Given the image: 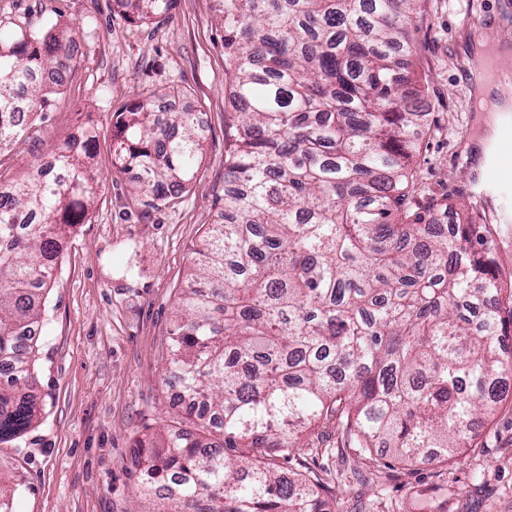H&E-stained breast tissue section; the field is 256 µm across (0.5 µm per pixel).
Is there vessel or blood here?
<instances>
[{
	"instance_id": "b4317fda",
	"label": "vessel or blood",
	"mask_w": 512,
	"mask_h": 512,
	"mask_svg": "<svg viewBox=\"0 0 512 512\" xmlns=\"http://www.w3.org/2000/svg\"><path fill=\"white\" fill-rule=\"evenodd\" d=\"M480 33L487 42L486 75L492 83H501L502 71H512V57L507 54L512 41L485 27ZM481 165L473 186L474 195L482 201L497 202L494 215L498 223L512 222V195L507 192L512 186V120L505 123L499 136L484 149Z\"/></svg>"
}]
</instances>
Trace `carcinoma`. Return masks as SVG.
Returning <instances> with one entry per match:
<instances>
[{"label":"carcinoma","mask_w":512,"mask_h":512,"mask_svg":"<svg viewBox=\"0 0 512 512\" xmlns=\"http://www.w3.org/2000/svg\"><path fill=\"white\" fill-rule=\"evenodd\" d=\"M235 109L219 222L192 251L165 376L182 406L136 440L135 512H326L317 483L272 458L334 419L343 446L413 464L471 447L512 396V281L496 273L489 225L443 202L405 210L422 108L408 76L419 0H213ZM173 0H117L141 24ZM77 44L53 21L0 26V149L61 86ZM118 113L112 167L132 195L167 205L195 177L198 113ZM97 127L36 163L0 197V445L30 431L43 292L62 240L97 190Z\"/></svg>","instance_id":"cac0c4a2"}]
</instances>
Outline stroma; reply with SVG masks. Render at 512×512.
<instances>
[{"mask_svg":"<svg viewBox=\"0 0 512 512\" xmlns=\"http://www.w3.org/2000/svg\"><path fill=\"white\" fill-rule=\"evenodd\" d=\"M211 5L174 0L169 20L145 25L122 17L114 0H0V20L18 23L34 11L75 29L83 47L41 119L0 154V183L22 178L91 120L101 130V167L110 170L118 112L153 90L186 89L185 107L206 119L204 159L179 199L145 210L131 200L128 175L113 172L62 248L37 362L40 424L14 447H0V478L23 482L13 512L135 505L134 441L162 426L172 408L163 369L173 302L224 193L232 106L224 27ZM421 10L412 65L426 115L406 208L420 212L447 199L480 210L491 221L500 272L512 277V223L493 221L492 206L472 193L484 132L464 64L475 36L459 27L473 12L512 37V0H421ZM339 440L335 422L320 425L282 465L319 481L327 512H512V399L479 427L472 448L446 462L376 469Z\"/></svg>","mask_w":512,"mask_h":512,"instance_id":"35a3bbf8","label":"stroma"}]
</instances>
